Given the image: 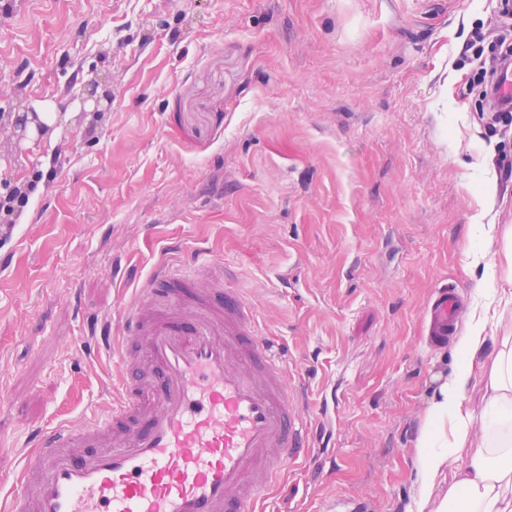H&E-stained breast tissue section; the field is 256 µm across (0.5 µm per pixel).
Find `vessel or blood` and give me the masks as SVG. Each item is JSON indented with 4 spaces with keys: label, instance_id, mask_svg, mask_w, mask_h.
<instances>
[{
    "label": "vessel or blood",
    "instance_id": "vessel-or-blood-1",
    "mask_svg": "<svg viewBox=\"0 0 512 512\" xmlns=\"http://www.w3.org/2000/svg\"><path fill=\"white\" fill-rule=\"evenodd\" d=\"M235 274L209 257L160 264L124 307L112 406L92 422L29 435L32 454L0 512H254L308 456L286 364L256 328ZM459 296L439 289L432 341L459 332ZM325 512H372L339 495Z\"/></svg>",
    "mask_w": 512,
    "mask_h": 512
}]
</instances>
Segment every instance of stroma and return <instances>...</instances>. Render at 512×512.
Wrapping results in <instances>:
<instances>
[{"label":"stroma","mask_w":512,"mask_h":512,"mask_svg":"<svg viewBox=\"0 0 512 512\" xmlns=\"http://www.w3.org/2000/svg\"><path fill=\"white\" fill-rule=\"evenodd\" d=\"M499 0H0V497L35 428L91 421L101 333L162 260L236 267L306 400L312 447L258 512L337 494L408 512L440 375L438 288L498 262L512 125L488 129L460 51ZM97 84V103L85 102ZM54 133L18 139L24 109Z\"/></svg>","instance_id":"stroma-1"}]
</instances>
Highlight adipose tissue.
Masks as SVG:
<instances>
[{
	"instance_id": "adipose-tissue-1",
	"label": "adipose tissue",
	"mask_w": 512,
	"mask_h": 512,
	"mask_svg": "<svg viewBox=\"0 0 512 512\" xmlns=\"http://www.w3.org/2000/svg\"><path fill=\"white\" fill-rule=\"evenodd\" d=\"M505 260L490 270L497 294L487 311L472 315L458 342L463 362L445 377L429 402L415 449L420 474L415 512H512V226L485 224ZM484 392L481 410L465 403L473 377ZM452 480L439 505L431 490Z\"/></svg>"
}]
</instances>
